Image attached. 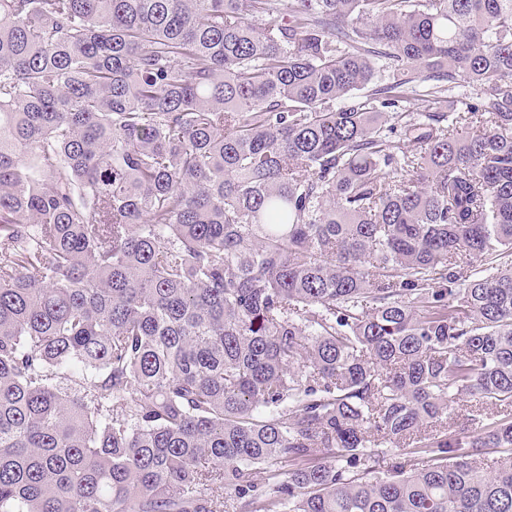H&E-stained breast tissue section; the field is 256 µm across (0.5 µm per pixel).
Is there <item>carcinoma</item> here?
I'll return each instance as SVG.
<instances>
[{
	"instance_id": "1",
	"label": "carcinoma",
	"mask_w": 512,
	"mask_h": 512,
	"mask_svg": "<svg viewBox=\"0 0 512 512\" xmlns=\"http://www.w3.org/2000/svg\"><path fill=\"white\" fill-rule=\"evenodd\" d=\"M505 254L512 0H0V512H512Z\"/></svg>"
}]
</instances>
